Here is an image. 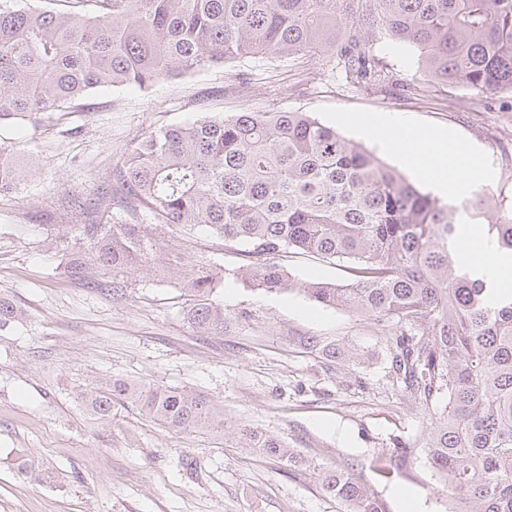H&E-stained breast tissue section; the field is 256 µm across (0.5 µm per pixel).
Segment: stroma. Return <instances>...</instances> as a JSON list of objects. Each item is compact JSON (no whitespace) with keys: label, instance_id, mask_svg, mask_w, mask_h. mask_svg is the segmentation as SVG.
<instances>
[{"label":"stroma","instance_id":"1","mask_svg":"<svg viewBox=\"0 0 512 512\" xmlns=\"http://www.w3.org/2000/svg\"><path fill=\"white\" fill-rule=\"evenodd\" d=\"M244 110L307 112L368 148L351 118L383 113L445 129L493 167L489 189L512 198V93L353 89L325 54L206 67L145 91L99 89L62 117L1 126L0 142L41 168L0 195V296L24 314L0 328V512H347L322 490L323 471L336 468L386 512H402L399 489L419 512H455L420 439L432 411L394 384L382 325L297 291L245 287L233 277L237 252L202 230L171 227L165 241L223 266V335L188 323L186 297L162 266L127 275L114 297L64 277L74 238L61 227L91 219L71 199L111 187L134 137ZM332 347L358 357L327 356ZM117 378L207 394L224 408V429L173 431L120 404L98 420L79 394ZM241 424L280 436L301 465L241 447ZM405 445L410 454L396 462ZM22 461L29 474L19 473Z\"/></svg>","mask_w":512,"mask_h":512}]
</instances>
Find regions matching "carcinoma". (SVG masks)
I'll return each mask as SVG.
<instances>
[{"instance_id":"1","label":"carcinoma","mask_w":512,"mask_h":512,"mask_svg":"<svg viewBox=\"0 0 512 512\" xmlns=\"http://www.w3.org/2000/svg\"><path fill=\"white\" fill-rule=\"evenodd\" d=\"M381 36L419 51L412 80L399 82L375 54ZM325 51L354 88L512 92V0H71L67 11L0 2V124L69 112L99 87L145 90L211 65ZM34 172L24 151L0 144V194ZM112 173L126 213L144 209L155 224L80 225L89 250L72 251L64 275L122 292L119 276L151 269L161 252L153 233L173 224L245 246L233 272L245 285L299 290L384 325L404 395L425 406L445 401L423 440L458 512H512V296L497 298L461 270L453 248L462 209L512 254L504 199L476 186L450 206L307 112L243 111L159 128L133 139ZM111 201L109 190L73 205L85 214ZM290 254L345 263L347 283L295 278L283 264ZM166 269L188 297V321L223 334L215 296L224 269L183 256ZM103 271L112 281L99 279ZM18 318L0 297V327ZM81 399L100 420L121 402L172 430H224V408L179 387L115 379ZM234 435L244 448L298 463L276 435L246 425ZM322 486L349 512H385L341 471L325 473Z\"/></svg>"}]
</instances>
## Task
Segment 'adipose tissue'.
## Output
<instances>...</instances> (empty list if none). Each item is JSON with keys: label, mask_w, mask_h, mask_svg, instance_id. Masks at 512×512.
I'll return each instance as SVG.
<instances>
[{"label": "adipose tissue", "mask_w": 512, "mask_h": 512, "mask_svg": "<svg viewBox=\"0 0 512 512\" xmlns=\"http://www.w3.org/2000/svg\"><path fill=\"white\" fill-rule=\"evenodd\" d=\"M357 127L373 133L380 152L418 173L440 194L459 198L467 192L471 177L490 178L488 166L471 168L467 158L453 153L456 140L448 132L423 131L406 140L393 118L381 115L360 118ZM457 257L462 267L474 271L486 284L512 276V254L497 252L488 240L460 236Z\"/></svg>", "instance_id": "obj_1"}]
</instances>
